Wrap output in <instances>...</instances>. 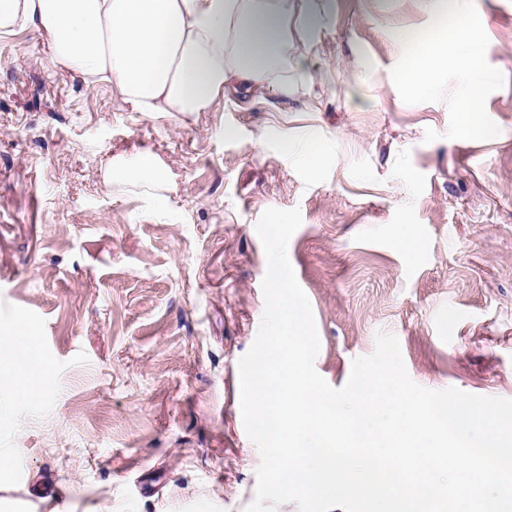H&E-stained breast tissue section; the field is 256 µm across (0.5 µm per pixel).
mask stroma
I'll list each match as a JSON object with an SVG mask.
<instances>
[{"instance_id": "obj_1", "label": "stroma", "mask_w": 512, "mask_h": 512, "mask_svg": "<svg viewBox=\"0 0 512 512\" xmlns=\"http://www.w3.org/2000/svg\"><path fill=\"white\" fill-rule=\"evenodd\" d=\"M324 2L316 35L288 22L311 91L186 116L54 69L30 28L0 36V337L30 325L48 366L0 417V512H27L35 484L69 487L58 512H244L260 455L238 363L270 207L301 210L288 257L332 387L385 331L418 385L512 399V0L456 2L486 20L482 139L461 131L454 63L429 89L402 78V32H431L441 0ZM142 152L162 181L133 171Z\"/></svg>"}]
</instances>
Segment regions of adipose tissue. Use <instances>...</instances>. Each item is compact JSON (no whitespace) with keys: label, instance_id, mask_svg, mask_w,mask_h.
<instances>
[{"label":"adipose tissue","instance_id":"ef3b65f1","mask_svg":"<svg viewBox=\"0 0 512 512\" xmlns=\"http://www.w3.org/2000/svg\"><path fill=\"white\" fill-rule=\"evenodd\" d=\"M289 0H0V36L34 29L58 70L87 85L108 82L134 112L208 111L228 93L266 90L280 99L298 84L288 65ZM483 17L457 10L451 36L411 34L403 78L427 88L448 57L449 39L467 41ZM456 66L468 83L462 127L486 136L479 101L484 76L473 52ZM46 368L33 330L20 325L0 339V392L15 400L39 394Z\"/></svg>","mask_w":512,"mask_h":512}]
</instances>
